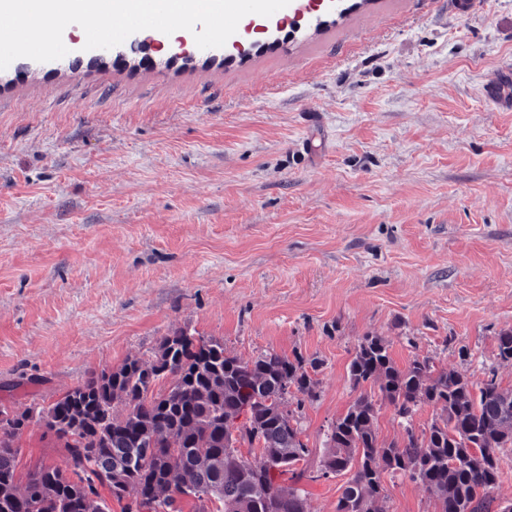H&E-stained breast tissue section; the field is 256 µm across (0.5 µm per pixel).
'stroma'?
Wrapping results in <instances>:
<instances>
[{"instance_id": "obj_1", "label": "stroma", "mask_w": 512, "mask_h": 512, "mask_svg": "<svg viewBox=\"0 0 512 512\" xmlns=\"http://www.w3.org/2000/svg\"><path fill=\"white\" fill-rule=\"evenodd\" d=\"M290 0L197 48L147 29L0 70V401L25 407L190 325L250 361L319 360L300 411L309 512L368 335L512 386V0ZM279 24L268 32L267 23ZM191 58H184V51ZM469 352L460 359L459 348ZM24 459L63 463L35 422ZM379 512H436L383 474Z\"/></svg>"}]
</instances>
